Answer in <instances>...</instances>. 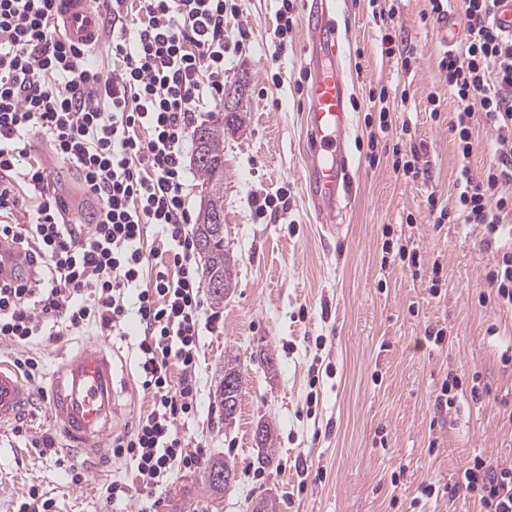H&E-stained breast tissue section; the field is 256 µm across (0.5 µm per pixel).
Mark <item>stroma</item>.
<instances>
[{"label":"stroma","instance_id":"1","mask_svg":"<svg viewBox=\"0 0 512 512\" xmlns=\"http://www.w3.org/2000/svg\"><path fill=\"white\" fill-rule=\"evenodd\" d=\"M236 2L239 13L224 18V92L236 94L246 80L239 96L246 123L224 136V243L238 260L237 286L211 304L217 325L201 338L199 406L183 429L202 454L157 492L155 512H251L267 494L280 512H480L478 499L458 482L477 455L512 465V423L503 417L512 367L501 363L503 352L512 353V309L478 302L492 256L482 227H438L429 214V195L453 200L459 168L449 129L453 101L437 68L446 34L425 18L426 0H343L336 22L346 44L354 183L328 229L304 180L305 9L297 7L288 50L280 54L273 31L281 0ZM379 8L394 9L414 52L412 73L403 72L400 57L382 55L386 23L375 14ZM380 88L409 94L405 119H394L382 136L377 113L366 109L370 90ZM432 94L442 101L437 119L427 111ZM396 145L418 150L428 166L424 177L394 173ZM280 188L288 191L287 207L255 217L251 197ZM402 235L421 252L419 273L382 261L385 237ZM436 269L442 282L434 295ZM492 325L498 335H488ZM440 328L446 338L437 346L428 333ZM87 341L112 351L122 408L117 431L125 433L151 405L134 337L94 328L56 341L38 337L24 349L43 364L35 386L46 389L63 356ZM264 348L274 355V369L259 358ZM228 349L238 354L243 377L229 425L215 400ZM476 374L480 401L466 398L437 411L444 379L468 387ZM260 422L276 436V457L264 468L254 439ZM44 438L54 452L35 448ZM221 458L234 462L237 478L217 495L205 474ZM70 465L88 472L89 481L72 483ZM115 480L135 483L128 461L73 457L45 403L19 426L0 428V512H15L34 485L55 499L57 512H112L106 487ZM428 484L435 494L423 493Z\"/></svg>","mask_w":512,"mask_h":512}]
</instances>
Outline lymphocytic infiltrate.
<instances>
[{
	"instance_id": "1",
	"label": "lymphocytic infiltrate",
	"mask_w": 512,
	"mask_h": 512,
	"mask_svg": "<svg viewBox=\"0 0 512 512\" xmlns=\"http://www.w3.org/2000/svg\"><path fill=\"white\" fill-rule=\"evenodd\" d=\"M112 0V64H91L92 49L61 35L58 0H0V238L30 269L0 280V341L16 346L40 336L99 328L125 336L136 318L141 385L150 410L118 437L114 456L133 463L142 482L139 512L176 467L198 459L178 424L198 409L200 337L209 324L195 242L185 232L187 147L199 113L224 96L227 0ZM464 34L444 50L438 71L453 97L460 168L453 204L429 198L438 224H478L496 248L480 304L512 307V36L494 25L497 0H461ZM496 133L494 160L481 179L470 174L476 123ZM41 133L102 204L82 231L66 222L48 174L29 157ZM38 192L32 217L17 222L23 189ZM161 226L166 258L145 246L148 225ZM180 371L172 383L169 364ZM461 487L483 512H512V466L482 457L465 466Z\"/></svg>"
}]
</instances>
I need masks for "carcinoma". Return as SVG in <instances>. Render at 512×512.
Returning a JSON list of instances; mask_svg holds the SVG:
<instances>
[{
	"label": "carcinoma",
	"mask_w": 512,
	"mask_h": 512,
	"mask_svg": "<svg viewBox=\"0 0 512 512\" xmlns=\"http://www.w3.org/2000/svg\"><path fill=\"white\" fill-rule=\"evenodd\" d=\"M242 119L243 113L236 111L232 121L226 123L221 116L197 126L192 135L193 165L204 188V203L194 236L203 259L205 280L219 281V286L208 289L217 303L224 301V296L235 287L236 278V260L224 245V129L239 127ZM224 375L235 377L237 383L231 389L219 384L216 399L219 409H233L238 406L243 387L238 356L229 354L224 359Z\"/></svg>",
	"instance_id": "obj_1"
}]
</instances>
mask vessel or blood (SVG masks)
Returning a JSON list of instances; mask_svg holds the SVG:
<instances>
[{"mask_svg":"<svg viewBox=\"0 0 512 512\" xmlns=\"http://www.w3.org/2000/svg\"><path fill=\"white\" fill-rule=\"evenodd\" d=\"M61 7L70 41L102 46L108 33L94 0H62ZM336 10V0H305L308 48L304 63L312 73L306 97L305 181L314 211L323 222L335 217L340 193L351 177L344 42L336 25ZM28 401L29 390L22 378L0 360V426L19 419ZM49 412L67 449L89 457L104 452L118 414L116 372L105 348L89 343L64 360L53 381Z\"/></svg>","mask_w":512,"mask_h":512,"instance_id":"vessel-or-blood-1","label":"vessel or blood"}]
</instances>
